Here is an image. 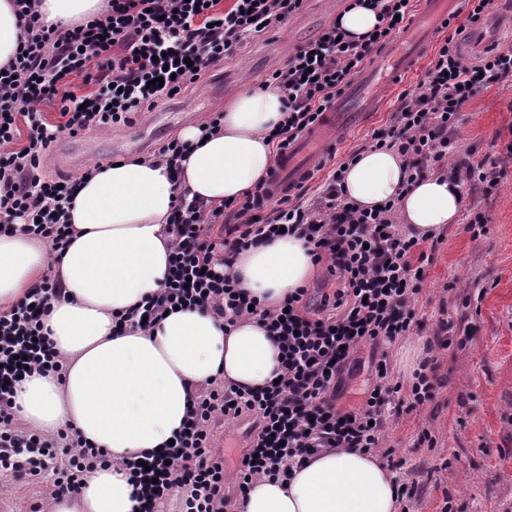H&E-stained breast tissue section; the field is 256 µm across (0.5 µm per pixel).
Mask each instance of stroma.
Segmentation results:
<instances>
[{
  "mask_svg": "<svg viewBox=\"0 0 512 512\" xmlns=\"http://www.w3.org/2000/svg\"><path fill=\"white\" fill-rule=\"evenodd\" d=\"M324 14V0H303L284 25L251 37L179 95L141 112L134 127L83 133L88 164L145 155L183 126L223 111L315 38L312 22ZM423 76L416 68L382 92L371 121L337 145V157L387 127L402 92ZM452 151L455 159L493 163L502 173L491 196L474 197L488 219L485 231L473 237L462 222L441 231L418 300L420 329L381 351L362 345L344 373L338 402L360 405L382 357L395 376L410 379L439 319H449L450 345L436 352L443 383L434 400L386 429L384 444L403 463L401 479L425 489L418 500L402 501L400 512H512V87L492 86L464 106ZM424 432L433 445L420 443ZM54 477L50 469L36 482L0 478V512H29L47 499Z\"/></svg>",
  "mask_w": 512,
  "mask_h": 512,
  "instance_id": "stroma-1",
  "label": "stroma"
}]
</instances>
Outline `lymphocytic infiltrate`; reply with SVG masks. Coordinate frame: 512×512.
<instances>
[{
  "label": "lymphocytic infiltrate",
  "instance_id": "1",
  "mask_svg": "<svg viewBox=\"0 0 512 512\" xmlns=\"http://www.w3.org/2000/svg\"><path fill=\"white\" fill-rule=\"evenodd\" d=\"M218 3L107 0L93 20L65 29L44 25L36 0H14L24 38L0 70V233L21 229L61 255L74 235L66 204L95 169L63 179L43 175L41 157L58 135L132 125L135 114L178 95L250 37L279 28L302 0H234L225 11ZM369 5L380 18L374 30L355 39L330 23L264 80V87L282 94L287 111L268 134L275 157L318 122L366 60L405 28L414 8L413 0ZM74 74L91 83L86 96L63 92ZM510 82L511 47L470 62L456 36H448L424 79L402 94L390 125L373 133L368 145L396 150L407 164L408 183L449 170L467 195L492 194L499 177L484 163H449L451 135L467 102ZM56 99L62 121L53 124L37 107ZM343 174L342 165H333L308 199L300 193L273 198L262 182L221 207L177 201L168 222L167 281L141 307L118 317L116 328L155 323L177 307L209 309L228 326L252 317L276 341L281 371L278 383L260 390L220 379L208 383L193 397L174 445L122 461L139 512H158L174 495L182 512H230L227 478L243 495L254 480L286 478L294 463L324 449L377 452L388 421L433 400L439 385L434 366L423 364L407 381L394 377L382 358L360 406L337 402L342 375L362 344L389 345L420 326L417 302L431 260L424 238L400 227L396 202L370 210L356 206L345 196ZM283 231L307 239L315 263L337 283L318 304L303 287L282 304L257 305L231 271L241 252ZM61 292L57 276L47 273L23 301L0 312V474L35 481L58 462L55 497L76 492L88 473L112 463L76 429L49 435L23 427L14 409L20 376L62 369L43 323L47 304ZM243 419L251 434L229 472L214 446V428Z\"/></svg>",
  "mask_w": 512,
  "mask_h": 512
}]
</instances>
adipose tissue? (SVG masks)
Returning <instances> with one entry per match:
<instances>
[{
    "instance_id": "adipose-tissue-1",
    "label": "adipose tissue",
    "mask_w": 512,
    "mask_h": 512,
    "mask_svg": "<svg viewBox=\"0 0 512 512\" xmlns=\"http://www.w3.org/2000/svg\"><path fill=\"white\" fill-rule=\"evenodd\" d=\"M105 0H40L44 24L90 20ZM284 117L273 88L245 89L224 108L213 134L185 125L187 147L180 184L164 165L138 156L103 164L72 199L77 234L57 266L63 288L44 327L64 358L61 373L33 375L17 387L18 414L32 427H68L103 449L113 464L91 473L79 495L52 501L51 512H132L133 487L119 461L162 448L179 431L187 405L214 379L260 388L274 380L279 350L267 331L244 319L225 327L211 312L180 309L149 331L112 330L114 315L163 288L168 275L166 221L179 188L210 205L242 197L273 164L268 133ZM406 165L392 149H368L344 175L357 206L396 201L403 223L425 235L457 223L462 192L453 175L406 182ZM49 257L43 244L21 233L0 234V306L22 298ZM316 267L304 240L275 239L242 253L232 271L257 301L275 305L304 287ZM239 512H400L393 473L373 454L326 450L294 467L290 479L255 480Z\"/></svg>"
}]
</instances>
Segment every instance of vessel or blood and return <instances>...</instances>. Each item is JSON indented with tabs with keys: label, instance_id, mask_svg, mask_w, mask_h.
<instances>
[{
	"label": "vessel or blood",
	"instance_id": "b4317fda",
	"mask_svg": "<svg viewBox=\"0 0 512 512\" xmlns=\"http://www.w3.org/2000/svg\"><path fill=\"white\" fill-rule=\"evenodd\" d=\"M465 0H418L411 22L394 43L380 53L378 66L366 70L344 89L321 123L297 140L274 169L268 187L275 196L293 192L310 174V161L322 149L336 145L353 127L369 120L379 102L378 93L389 82L413 70L448 21L464 12Z\"/></svg>",
	"mask_w": 512,
	"mask_h": 512
}]
</instances>
